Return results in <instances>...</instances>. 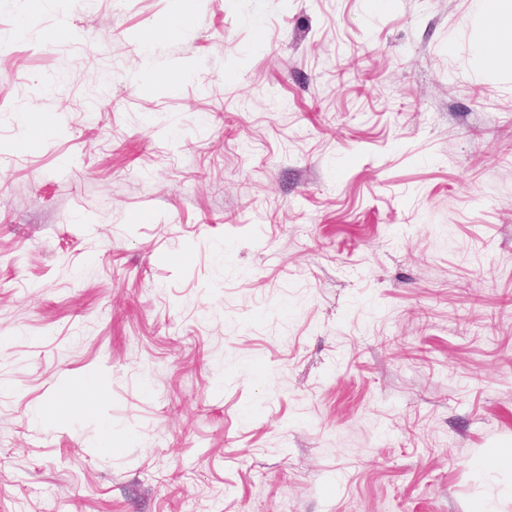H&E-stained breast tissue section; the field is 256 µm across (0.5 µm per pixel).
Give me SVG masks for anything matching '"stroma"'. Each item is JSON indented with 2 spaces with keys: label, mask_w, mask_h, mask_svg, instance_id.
Masks as SVG:
<instances>
[{
  "label": "stroma",
  "mask_w": 512,
  "mask_h": 512,
  "mask_svg": "<svg viewBox=\"0 0 512 512\" xmlns=\"http://www.w3.org/2000/svg\"><path fill=\"white\" fill-rule=\"evenodd\" d=\"M482 31L477 0H0V512H512L470 464L512 446ZM78 374L106 405L41 417Z\"/></svg>",
  "instance_id": "35a3bbf8"
}]
</instances>
